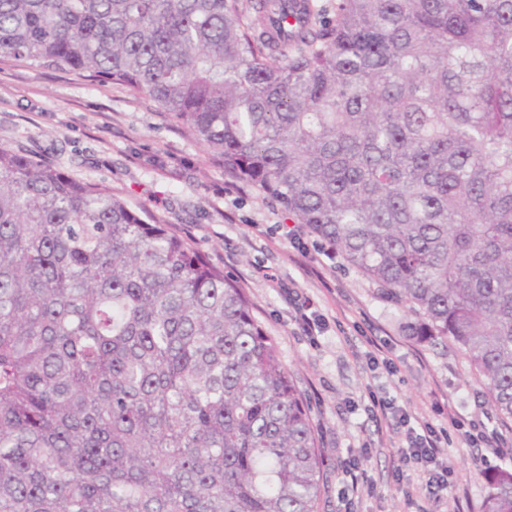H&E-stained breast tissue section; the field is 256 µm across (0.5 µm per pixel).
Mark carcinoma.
Here are the masks:
<instances>
[{"label":"carcinoma","instance_id":"1","mask_svg":"<svg viewBox=\"0 0 512 512\" xmlns=\"http://www.w3.org/2000/svg\"><path fill=\"white\" fill-rule=\"evenodd\" d=\"M0 59L150 98L512 420V0H0ZM319 443L223 271L0 147V512H319Z\"/></svg>","mask_w":512,"mask_h":512}]
</instances>
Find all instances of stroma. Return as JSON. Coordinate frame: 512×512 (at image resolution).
I'll return each instance as SVG.
<instances>
[{
  "instance_id": "stroma-1",
  "label": "stroma",
  "mask_w": 512,
  "mask_h": 512,
  "mask_svg": "<svg viewBox=\"0 0 512 512\" xmlns=\"http://www.w3.org/2000/svg\"><path fill=\"white\" fill-rule=\"evenodd\" d=\"M0 147L111 189L169 224L245 292L319 428L321 512H483L484 473L512 469V421L490 410L464 354L411 336L415 315L397 311L343 258L323 256L316 237L288 240L287 212L227 177L153 101L120 85L0 60ZM304 299L319 335L300 328ZM375 396L410 414L414 427L447 430L437 456L451 469L448 492L421 493L427 476L401 459L405 430L371 412ZM459 419L483 425V440L459 431ZM351 464L366 476L356 491L344 474Z\"/></svg>"
}]
</instances>
